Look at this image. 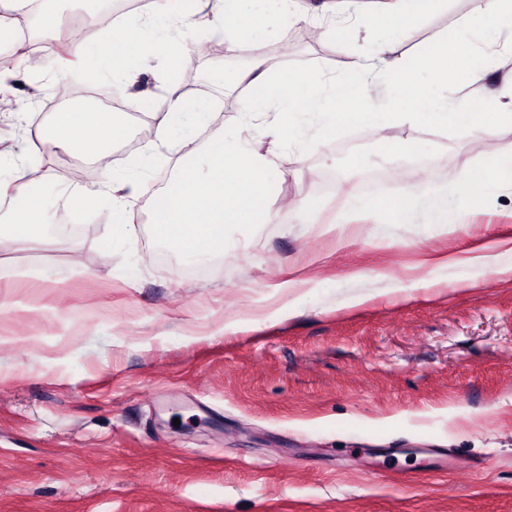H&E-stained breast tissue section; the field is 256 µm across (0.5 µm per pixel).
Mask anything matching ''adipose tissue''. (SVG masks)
<instances>
[{
  "mask_svg": "<svg viewBox=\"0 0 512 512\" xmlns=\"http://www.w3.org/2000/svg\"><path fill=\"white\" fill-rule=\"evenodd\" d=\"M232 2L151 0L146 14L115 21L96 42L84 63L88 79L109 77L129 87L137 85L150 71L151 60L161 52L168 37L164 30L152 36L146 33L159 16L171 23H191L197 15H204L210 38L233 42L237 34L229 27ZM476 31L486 45L504 43L512 47V0H488L480 27L467 22L461 28L467 38ZM429 63L436 77L423 81L413 74L418 60L390 58L386 47L371 43L356 48L351 69L389 83L393 98L389 110L384 112L368 84L357 83L342 90L326 87L316 76L303 74L277 90L273 87L275 75L263 62H256L235 137H212L202 165L193 156L181 153L172 128L174 118L193 113V104L180 97L167 99L146 146L150 152L165 149L178 155L177 177L167 185L153 209L159 238L172 253L205 262L223 255L226 225L272 221V198L283 179V171L274 150L262 153L250 145L253 123L261 118L266 119L268 134L276 141L288 136L287 122L305 110L313 113L322 135L338 126L361 122L372 126L398 124L412 129L452 127L473 132L506 121L512 123V83L498 90L488 89L487 107L477 109L468 100L448 99V72L453 63L447 46L434 47ZM272 96L279 106L274 114L266 109ZM117 127L115 113L104 108L66 113L62 121L42 127L37 142L25 145L26 158L34 160L47 148L74 153L90 147L95 148L97 158H104ZM107 177V183L98 186L74 191L61 189L56 199L66 208L110 203L113 225L106 234L107 242L134 239L136 227L128 221L127 213L133 200L139 197L142 183L115 168L109 169ZM505 188L512 190V154L489 152L483 163L464 174L459 191L463 202L470 203L475 193ZM0 206L7 212L0 224V248L23 250L40 239L48 199L38 184L26 180L23 170H16L13 180L0 181Z\"/></svg>",
  "mask_w": 512,
  "mask_h": 512,
  "instance_id": "obj_1",
  "label": "adipose tissue"
}]
</instances>
